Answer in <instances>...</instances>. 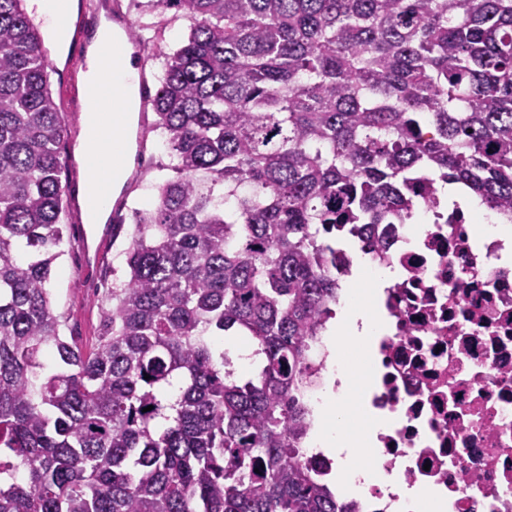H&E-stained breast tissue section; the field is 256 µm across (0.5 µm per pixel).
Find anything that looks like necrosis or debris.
Here are the masks:
<instances>
[{
  "mask_svg": "<svg viewBox=\"0 0 512 512\" xmlns=\"http://www.w3.org/2000/svg\"><path fill=\"white\" fill-rule=\"evenodd\" d=\"M426 229L393 224L383 253L349 245L336 269H398L373 296L381 333L361 372L362 410L381 421L372 432L381 486L351 494L352 512H398L399 491L428 495L433 512H512V257L502 241H480L476 220L442 203L424 213ZM315 373L304 403L303 460L329 478L335 462L315 441L323 394L337 363L325 337L308 348Z\"/></svg>",
  "mask_w": 512,
  "mask_h": 512,
  "instance_id": "necrosis-or-debris-1",
  "label": "necrosis or debris"
}]
</instances>
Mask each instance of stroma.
Listing matches in <instances>:
<instances>
[{
	"instance_id": "obj_1",
	"label": "stroma",
	"mask_w": 512,
	"mask_h": 512,
	"mask_svg": "<svg viewBox=\"0 0 512 512\" xmlns=\"http://www.w3.org/2000/svg\"><path fill=\"white\" fill-rule=\"evenodd\" d=\"M122 6L132 21L136 34L146 41V51L139 56V65L148 84H156L162 72L164 56L175 49L188 35L189 24L172 16L158 18L142 13L134 0H122ZM53 95L61 107L67 134L60 146L62 154L74 150L81 133L83 101L73 95L59 80H52ZM155 120L153 111L138 113L136 125L142 130L139 149L142 155L140 175L128 180L124 187L125 206L121 210L126 221L117 239H105L98 263L86 264L82 251L72 239H65L63 253L54 262L49 282L52 308L65 322L63 333L74 338L83 349L97 342L105 293L112 283L126 280L128 268L125 250L129 245L133 225L128 216L131 209L152 207L157 186L171 177L170 157L150 130Z\"/></svg>"
}]
</instances>
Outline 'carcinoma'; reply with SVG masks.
Returning a JSON list of instances; mask_svg holds the SVG:
<instances>
[{"label": "carcinoma", "mask_w": 512, "mask_h": 512, "mask_svg": "<svg viewBox=\"0 0 512 512\" xmlns=\"http://www.w3.org/2000/svg\"><path fill=\"white\" fill-rule=\"evenodd\" d=\"M22 2L0 0V512H348L300 462L336 242L410 223L433 173L512 221V0H136L189 22L151 100L174 176L132 211L90 353L51 308L65 127Z\"/></svg>", "instance_id": "cac0c4a2"}]
</instances>
